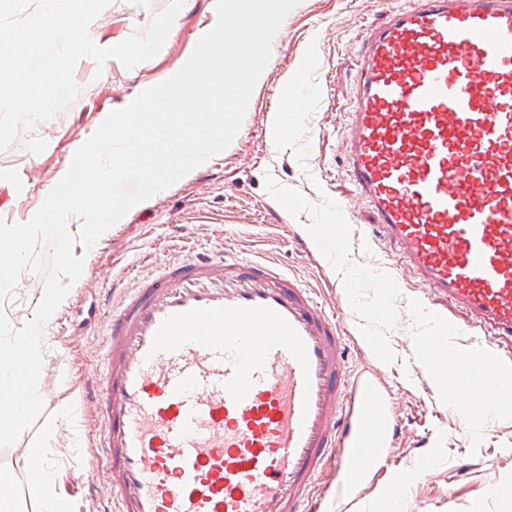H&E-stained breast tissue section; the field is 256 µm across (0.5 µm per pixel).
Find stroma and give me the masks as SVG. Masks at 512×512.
Wrapping results in <instances>:
<instances>
[{
  "mask_svg": "<svg viewBox=\"0 0 512 512\" xmlns=\"http://www.w3.org/2000/svg\"><path fill=\"white\" fill-rule=\"evenodd\" d=\"M170 0H111L90 23L101 47L144 30ZM414 0H298L248 102L232 143L156 198L133 206L94 244H75L82 276L99 291L73 284L43 329L47 378L39 387L43 411L11 445L0 447V467L13 469L20 512H37L26 495L32 461L48 463L61 498L74 512H115L96 489L108 467L98 414L86 408L87 388L105 370V311L158 258L175 260L219 240L230 256L273 259L336 308L349 347V365L380 371L395 399L400 434L384 468L372 473L347 512H387L384 493L400 475L410 480L398 512H505L500 488L512 485V413L483 426L461 422L450 390L417 363L413 347L429 329V310L442 307L411 277H404L391 316L377 315L376 283L391 270L388 248L374 236L370 213L345 171L342 141L352 76L365 27L381 23ZM218 17L216 0H185L160 51L126 69L118 60L78 61L80 88L71 104L46 121L47 147L32 154L19 133L0 150V219L29 220L66 173L78 147L125 100L176 74ZM295 119L272 148L273 116ZM353 216L332 222L336 203ZM325 225L340 241L326 255L311 239ZM30 285L4 305L9 323L32 318L43 279L25 270ZM420 302L425 312L413 311ZM57 434H49L50 426Z\"/></svg>",
  "mask_w": 512,
  "mask_h": 512,
  "instance_id": "stroma-1",
  "label": "stroma"
}]
</instances>
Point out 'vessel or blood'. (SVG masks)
Segmentation results:
<instances>
[{
	"label": "vessel or blood",
	"mask_w": 512,
	"mask_h": 512,
	"mask_svg": "<svg viewBox=\"0 0 512 512\" xmlns=\"http://www.w3.org/2000/svg\"><path fill=\"white\" fill-rule=\"evenodd\" d=\"M348 174L393 272L490 334L461 379L470 420L512 343V0H417L369 27L347 114ZM432 333L434 355L455 358ZM94 402L117 512H309L316 482L344 500L396 443L378 373L352 372L334 312L277 263L223 244L162 261L110 311Z\"/></svg>",
	"instance_id": "b4317fda"
}]
</instances>
